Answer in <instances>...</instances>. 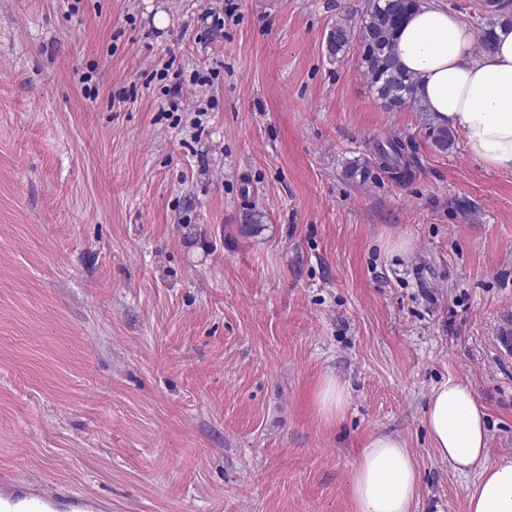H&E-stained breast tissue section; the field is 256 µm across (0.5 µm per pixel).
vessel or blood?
I'll use <instances>...</instances> for the list:
<instances>
[{
    "label": "vessel or blood",
    "instance_id": "obj_1",
    "mask_svg": "<svg viewBox=\"0 0 512 512\" xmlns=\"http://www.w3.org/2000/svg\"><path fill=\"white\" fill-rule=\"evenodd\" d=\"M498 360L512 361V314L501 313L490 338ZM0 512H112L110 501L45 479L0 481Z\"/></svg>",
    "mask_w": 512,
    "mask_h": 512
}]
</instances>
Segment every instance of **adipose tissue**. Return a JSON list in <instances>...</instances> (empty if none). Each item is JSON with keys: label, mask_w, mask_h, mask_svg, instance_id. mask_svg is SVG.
Instances as JSON below:
<instances>
[{"label": "adipose tissue", "mask_w": 512, "mask_h": 512, "mask_svg": "<svg viewBox=\"0 0 512 512\" xmlns=\"http://www.w3.org/2000/svg\"><path fill=\"white\" fill-rule=\"evenodd\" d=\"M395 54L413 75L428 112L461 133L486 168L512 170V31L500 29L489 51L455 12L421 6L395 37ZM424 425L440 459L478 482L466 512H512V459L488 458L484 406L469 385L448 381L431 392ZM418 463L392 434L371 437L353 470L356 512H415Z\"/></svg>", "instance_id": "ef3b65f1"}]
</instances>
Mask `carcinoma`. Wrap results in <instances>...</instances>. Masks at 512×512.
Masks as SVG:
<instances>
[{
	"label": "carcinoma",
	"instance_id": "cac0c4a2",
	"mask_svg": "<svg viewBox=\"0 0 512 512\" xmlns=\"http://www.w3.org/2000/svg\"><path fill=\"white\" fill-rule=\"evenodd\" d=\"M420 0H368L358 29L362 46L361 67L377 97L389 110L411 107L426 111L418 97L417 83L412 75L399 67L394 54V40L405 15ZM490 12L481 29L482 45L489 47L498 28L512 29V13L503 9L500 0H485ZM374 156L382 168L403 175L410 168L405 145L400 140L385 139L373 143Z\"/></svg>",
	"mask_w": 512,
	"mask_h": 512
}]
</instances>
